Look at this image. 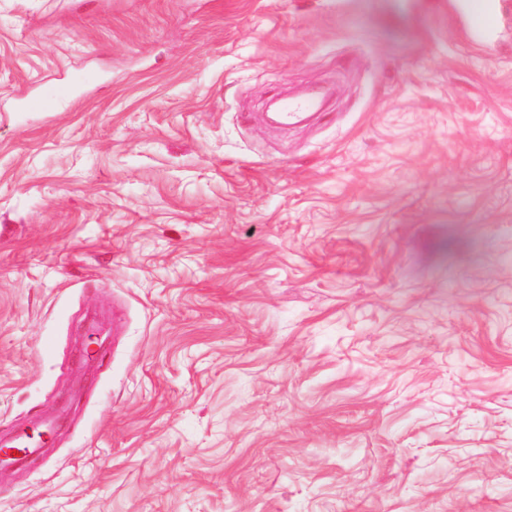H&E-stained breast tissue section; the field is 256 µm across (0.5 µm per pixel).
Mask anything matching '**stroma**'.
<instances>
[{
  "label": "stroma",
  "instance_id": "stroma-1",
  "mask_svg": "<svg viewBox=\"0 0 512 512\" xmlns=\"http://www.w3.org/2000/svg\"><path fill=\"white\" fill-rule=\"evenodd\" d=\"M453 2L0 0V436L59 418L0 512H512V35ZM458 14L471 39L485 46L493 42L505 22L501 0H460Z\"/></svg>",
  "mask_w": 512,
  "mask_h": 512
}]
</instances>
